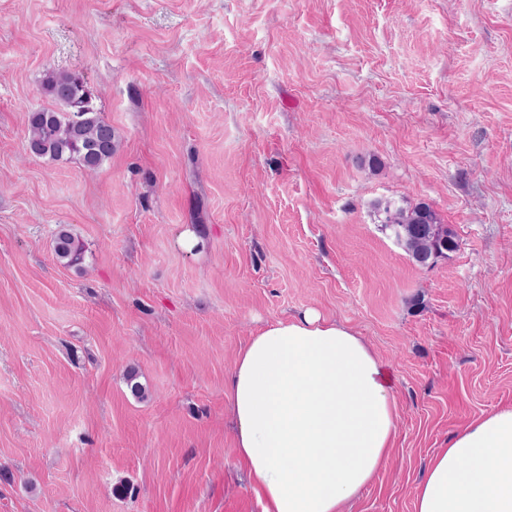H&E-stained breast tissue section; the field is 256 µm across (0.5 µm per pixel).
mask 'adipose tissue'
<instances>
[{
    "label": "adipose tissue",
    "instance_id": "1",
    "mask_svg": "<svg viewBox=\"0 0 512 512\" xmlns=\"http://www.w3.org/2000/svg\"><path fill=\"white\" fill-rule=\"evenodd\" d=\"M229 390L236 448L262 512H350L394 448L388 364L318 310L250 336ZM415 512H512V408L451 436L416 488Z\"/></svg>",
    "mask_w": 512,
    "mask_h": 512
}]
</instances>
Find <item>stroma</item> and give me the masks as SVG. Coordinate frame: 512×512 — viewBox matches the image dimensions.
Listing matches in <instances>:
<instances>
[{"label": "stroma", "instance_id": "1", "mask_svg": "<svg viewBox=\"0 0 512 512\" xmlns=\"http://www.w3.org/2000/svg\"><path fill=\"white\" fill-rule=\"evenodd\" d=\"M49 70L116 132L97 171L26 152ZM380 200L431 203L457 249L414 265ZM310 308L395 377L353 512H414L512 406V0H0V512H262L227 381ZM54 253L67 266L78 267L83 262V248L65 225H60L55 234Z\"/></svg>", "mask_w": 512, "mask_h": 512}]
</instances>
